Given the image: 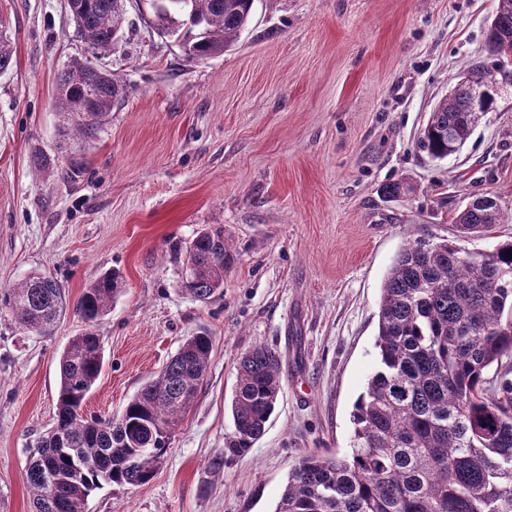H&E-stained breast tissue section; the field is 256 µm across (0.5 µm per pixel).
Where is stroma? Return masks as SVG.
<instances>
[{
	"mask_svg": "<svg viewBox=\"0 0 512 512\" xmlns=\"http://www.w3.org/2000/svg\"><path fill=\"white\" fill-rule=\"evenodd\" d=\"M495 10L496 0H254L230 48L192 61L158 33L148 0H126L103 59L123 94L80 144L61 136L56 99L58 73L90 53L66 0H0L13 52L0 75V289L37 271L69 303L46 336L0 309V512L33 510L30 450L56 419L60 355L86 328L74 307L113 269L124 288L95 325L104 366L88 412L119 416L188 336L207 331L214 347L154 477L94 491L86 512H273L303 457L349 454L400 247L451 236L477 193L512 214V92L457 154L435 160L417 146L466 66L493 64ZM399 181L411 192L384 193ZM211 225L232 259L203 303L181 284L187 246ZM257 344L280 354L282 392L262 438L231 456L237 361Z\"/></svg>",
	"mask_w": 512,
	"mask_h": 512,
	"instance_id": "1",
	"label": "stroma"
}]
</instances>
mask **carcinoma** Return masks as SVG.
<instances>
[{
	"mask_svg": "<svg viewBox=\"0 0 512 512\" xmlns=\"http://www.w3.org/2000/svg\"><path fill=\"white\" fill-rule=\"evenodd\" d=\"M254 0H151L161 34L175 35L184 54H221L246 26ZM70 9L80 37L105 55L117 43L123 0H78ZM496 58L512 41V0H497ZM512 80L496 62L471 63L429 112L418 136L434 159L457 153L497 97L478 104L477 84ZM64 137L90 139L112 112L122 86L90 60L73 59L57 76ZM512 222L496 198L454 218V238L416 237L396 254L377 314V366L354 405V436L345 459L304 457L288 475L274 512H512V239L471 254L457 240L485 236ZM231 255L224 228L206 227L187 248L194 275L185 291L201 302L224 287ZM123 291L106 272L76 305L88 324L60 359L57 422L38 438L27 468L34 512H85L105 484L149 482L170 445L174 426L202 387L212 337L185 339L164 369L129 399L120 416L85 411L104 357L95 323ZM0 307L20 328L48 334L66 307L65 290L39 272L0 289ZM497 368V377L489 371ZM282 390L279 354L257 344L239 358L226 450L238 455L260 439Z\"/></svg>",
	"mask_w": 512,
	"mask_h": 512,
	"instance_id": "obj_1",
	"label": "carcinoma"
}]
</instances>
